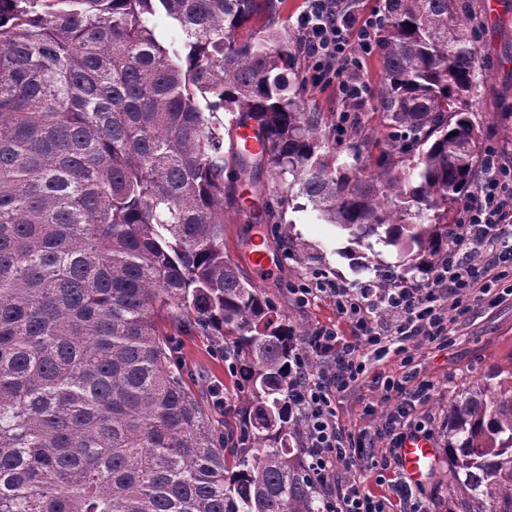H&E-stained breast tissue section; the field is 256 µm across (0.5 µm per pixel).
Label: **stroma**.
I'll list each match as a JSON object with an SVG mask.
<instances>
[{"instance_id":"1","label":"stroma","mask_w":512,"mask_h":512,"mask_svg":"<svg viewBox=\"0 0 512 512\" xmlns=\"http://www.w3.org/2000/svg\"><path fill=\"white\" fill-rule=\"evenodd\" d=\"M476 3L482 67L469 97L471 117L481 130L485 144L512 157V142L505 139L495 118L500 96L512 91V0H476ZM301 6L302 0H283L275 27L288 39L296 56V67L306 80L302 93L304 108L321 113L331 126L342 113L355 111V122L360 127L355 135H331L321 158L333 168L354 156L362 164L373 166L395 132L379 102L382 57L376 54L363 60L356 75L366 83L367 96L358 108H351L335 87L316 85L311 80V64L301 49V34L296 27ZM265 182L271 191L285 199L282 224H251L234 211L225 212V259L239 265L243 277L262 289L275 312L288 316L299 334L311 336L322 325H332L343 334H350V326L338 317L331 300L322 297L301 303L291 289L312 277L309 262L299 252L303 246L319 254V268L329 279L355 290L368 286L373 275L359 267L363 247L354 243L347 233L318 220L314 211L296 209L294 202L287 200L286 183L280 177L269 176ZM260 232L269 239L283 235L288 238L287 243L272 250L275 268L267 275L254 270L246 258L249 241ZM166 331L177 363L198 399L208 404L215 428L225 432L235 429L240 421L244 393L234 364L221 351V339L185 333L171 324ZM416 364L419 380L429 384L430 390L427 400L417 404L414 417L424 422L431 440L439 446L443 443L449 398L485 381L493 373L512 371V300L494 306L479 305L460 323L452 343L444 347L418 346ZM398 374L395 356L371 362L357 388L336 401V423L342 432L365 431L368 447L379 451L388 448L389 440L380 428L387 415L400 405L401 398L386 391L383 380ZM448 469L444 454H437L433 469L421 485L422 493L432 512H466L465 491L447 487Z\"/></svg>"}]
</instances>
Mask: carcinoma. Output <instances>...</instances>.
<instances>
[{
  "mask_svg": "<svg viewBox=\"0 0 512 512\" xmlns=\"http://www.w3.org/2000/svg\"><path fill=\"white\" fill-rule=\"evenodd\" d=\"M281 4L0 0V512H322L288 405L298 331L224 259V205L278 210L258 177L243 207L234 174L286 171L325 223L391 248L364 265L379 293L424 275L481 170L478 36L469 0H385L380 100L400 135L366 176L355 154L320 159ZM249 120L257 156L231 143ZM161 314L224 341L246 447L225 448ZM444 452L468 512H512V372L449 401Z\"/></svg>",
  "mask_w": 512,
  "mask_h": 512,
  "instance_id": "carcinoma-1",
  "label": "carcinoma"
}]
</instances>
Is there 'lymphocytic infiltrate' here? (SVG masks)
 I'll return each instance as SVG.
<instances>
[{
	"label": "lymphocytic infiltrate",
	"instance_id": "f902f5d3",
	"mask_svg": "<svg viewBox=\"0 0 512 512\" xmlns=\"http://www.w3.org/2000/svg\"><path fill=\"white\" fill-rule=\"evenodd\" d=\"M379 18H359L351 0H304L297 17L303 50L317 82L336 86L352 103H360L367 88L348 70L358 55L377 48L374 32ZM486 175L476 188V199L463 207L457 233L427 277L424 287L395 288L387 294L363 288L351 291L332 280L315 277L295 288L299 301L325 296L336 313L349 323L344 335L331 326L317 328L291 366L290 404L306 424L304 465L322 490V512H430L424 498L398 470L399 450L411 425L414 403L426 395L427 384L413 370L418 345L445 346L484 300L499 304L512 296L505 287L512 277V160L494 147L485 152ZM322 361L311 370L309 354ZM395 355L405 372L388 389L404 396L383 429L390 438L388 452L366 448L362 437L343 435L336 425V398L354 389L367 372L370 359ZM359 467L366 477L387 486L388 495H373L362 481L339 484L337 467Z\"/></svg>",
	"mask_w": 512,
	"mask_h": 512
}]
</instances>
